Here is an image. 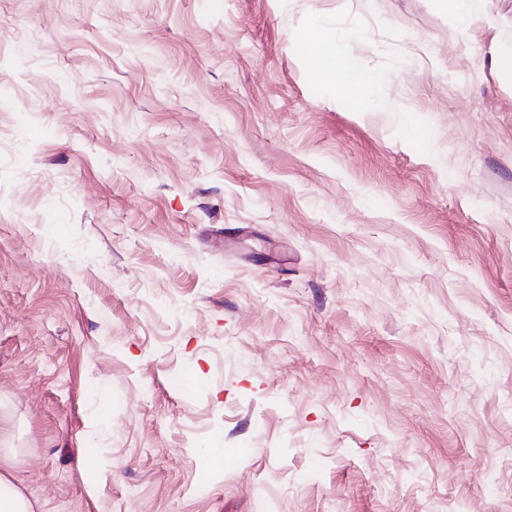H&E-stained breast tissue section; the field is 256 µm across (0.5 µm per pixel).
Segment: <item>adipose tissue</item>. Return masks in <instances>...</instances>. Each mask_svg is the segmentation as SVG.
Returning <instances> with one entry per match:
<instances>
[{
    "label": "adipose tissue",
    "instance_id": "ef3b65f1",
    "mask_svg": "<svg viewBox=\"0 0 512 512\" xmlns=\"http://www.w3.org/2000/svg\"><path fill=\"white\" fill-rule=\"evenodd\" d=\"M299 42L307 48L310 67L320 80L334 83L355 107L366 105L365 91L375 84L376 78L349 55L343 40L307 33L301 35Z\"/></svg>",
    "mask_w": 512,
    "mask_h": 512
}]
</instances>
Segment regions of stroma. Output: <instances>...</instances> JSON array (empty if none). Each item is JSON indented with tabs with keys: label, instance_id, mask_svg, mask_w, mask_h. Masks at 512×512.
<instances>
[{
	"label": "stroma",
	"instance_id": "stroma-1",
	"mask_svg": "<svg viewBox=\"0 0 512 512\" xmlns=\"http://www.w3.org/2000/svg\"><path fill=\"white\" fill-rule=\"evenodd\" d=\"M487 10L0 0V454L35 512H512ZM299 42L307 53L311 69L321 81L333 82L356 108L367 104L366 88L378 79L357 64L347 52L343 40L307 33L300 36Z\"/></svg>",
	"mask_w": 512,
	"mask_h": 512
}]
</instances>
